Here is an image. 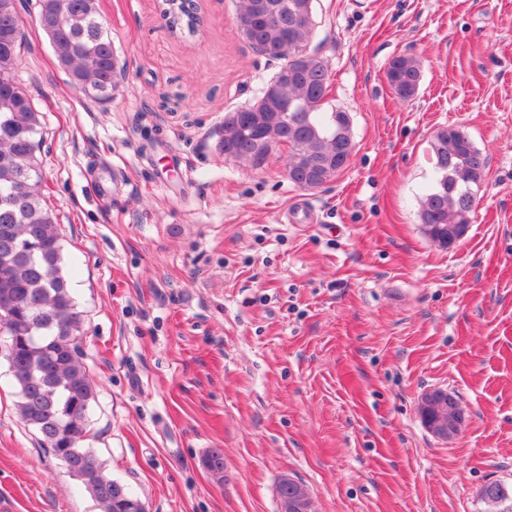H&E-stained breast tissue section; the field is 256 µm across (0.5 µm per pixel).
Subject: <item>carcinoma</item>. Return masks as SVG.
I'll return each instance as SVG.
<instances>
[{"label":"carcinoma","mask_w":512,"mask_h":512,"mask_svg":"<svg viewBox=\"0 0 512 512\" xmlns=\"http://www.w3.org/2000/svg\"><path fill=\"white\" fill-rule=\"evenodd\" d=\"M36 21L73 86L91 99L108 98L120 68L97 0H37ZM235 22L253 48L277 46L283 63L267 82L279 88L275 107L256 114L249 103L225 113L224 156L257 167L285 144L289 181L303 190L324 186L341 172L336 133L349 140L353 134L349 113L325 108L329 64L309 50L312 0H239ZM24 41L16 0H0V349L18 387L21 419L45 447L70 462L68 473L104 512H142L134 508L142 500L107 476L84 445L95 391L81 361L83 320L64 269L59 224L41 203L39 112L14 77ZM421 77L411 55L386 65L391 93L402 102L416 98ZM433 141L444 159H436L437 179L423 197L420 222L441 229L469 224L488 157L460 127ZM202 466L224 478L220 451L205 456ZM485 491L494 512H512L506 486L490 482Z\"/></svg>","instance_id":"cac0c4a2"}]
</instances>
